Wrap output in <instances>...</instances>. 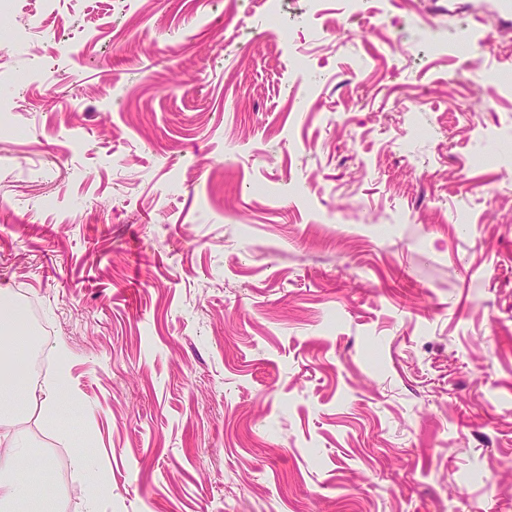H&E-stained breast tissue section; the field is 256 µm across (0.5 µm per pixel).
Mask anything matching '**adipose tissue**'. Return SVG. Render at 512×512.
<instances>
[{
    "label": "adipose tissue",
    "instance_id": "1",
    "mask_svg": "<svg viewBox=\"0 0 512 512\" xmlns=\"http://www.w3.org/2000/svg\"><path fill=\"white\" fill-rule=\"evenodd\" d=\"M0 512H63L58 488L38 487L27 470L30 460L50 467V456L18 427L21 408L35 411L49 429L61 427L59 399L64 373L42 385L28 378L31 338L10 289H0Z\"/></svg>",
    "mask_w": 512,
    "mask_h": 512
}]
</instances>
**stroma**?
<instances>
[{"label": "stroma", "instance_id": "stroma-1", "mask_svg": "<svg viewBox=\"0 0 512 512\" xmlns=\"http://www.w3.org/2000/svg\"><path fill=\"white\" fill-rule=\"evenodd\" d=\"M281 25L0 7V286L68 344L97 512H512V0ZM21 425L87 512L68 437Z\"/></svg>", "mask_w": 512, "mask_h": 512}]
</instances>
